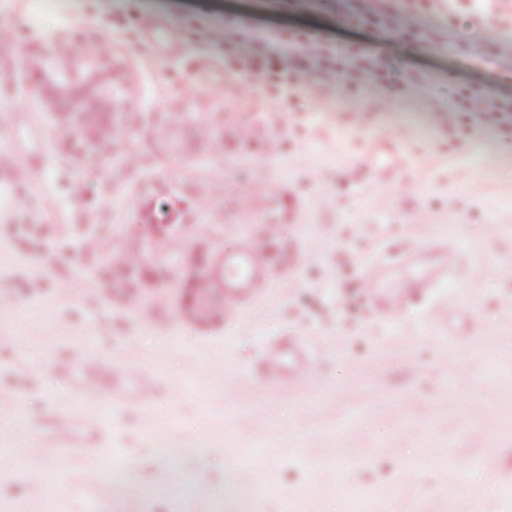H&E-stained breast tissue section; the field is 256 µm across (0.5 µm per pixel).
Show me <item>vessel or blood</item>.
<instances>
[{"label":"vessel or blood","mask_w":512,"mask_h":512,"mask_svg":"<svg viewBox=\"0 0 512 512\" xmlns=\"http://www.w3.org/2000/svg\"><path fill=\"white\" fill-rule=\"evenodd\" d=\"M369 151L378 157L377 165H362L367 181L379 185L399 180L407 164V153L395 138L387 137L371 142ZM458 251L452 242L440 243L436 252L422 256L413 243L401 245L397 256L388 257L367 268L363 288L366 299L377 312L392 315L405 306L428 298L436 285L452 274L458 264ZM417 267L415 276L392 281L393 270L401 265ZM260 262L251 251L229 254L224 263V310L232 313L241 305V294L260 299L267 290V283L259 272ZM311 354L308 346L298 341L285 346L271 347L265 354L263 367L270 386L282 381L301 383L310 371Z\"/></svg>","instance_id":"1"}]
</instances>
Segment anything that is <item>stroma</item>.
<instances>
[{"mask_svg": "<svg viewBox=\"0 0 512 512\" xmlns=\"http://www.w3.org/2000/svg\"><path fill=\"white\" fill-rule=\"evenodd\" d=\"M370 5L0 0V155L20 172L0 187V399L13 405L0 417V512H345L349 485L380 489L370 512H512V23L477 28L475 0L343 17ZM222 29L236 41L214 39ZM62 33L109 38L126 99L92 151L16 66ZM292 35L359 49L375 72L349 88L305 84L285 120L263 85L238 105L226 53L261 54L281 78ZM168 112L218 113L220 148ZM386 136L409 164L402 184L375 186L352 166ZM118 138L132 162L113 155ZM255 216L281 237H262ZM448 239L460 261L432 297L394 317L368 305L367 266ZM243 249L268 289L228 316L224 257ZM132 251L141 262L115 287ZM200 274L214 282L203 317ZM291 339L311 346V376L271 388L263 357ZM90 401L105 419H85ZM101 451L123 462L113 479L83 466Z\"/></svg>", "mask_w": 512, "mask_h": 512, "instance_id": "stroma-1", "label": "stroma"}]
</instances>
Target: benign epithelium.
Masks as SVG:
<instances>
[{
    "instance_id": "7a95c632",
    "label": "benign epithelium",
    "mask_w": 512,
    "mask_h": 512,
    "mask_svg": "<svg viewBox=\"0 0 512 512\" xmlns=\"http://www.w3.org/2000/svg\"><path fill=\"white\" fill-rule=\"evenodd\" d=\"M35 93L62 112H78L91 131L89 142L97 140V115L119 112L124 100L112 89V81L101 66L99 55L84 51L68 55L61 62H43L33 69Z\"/></svg>"
}]
</instances>
